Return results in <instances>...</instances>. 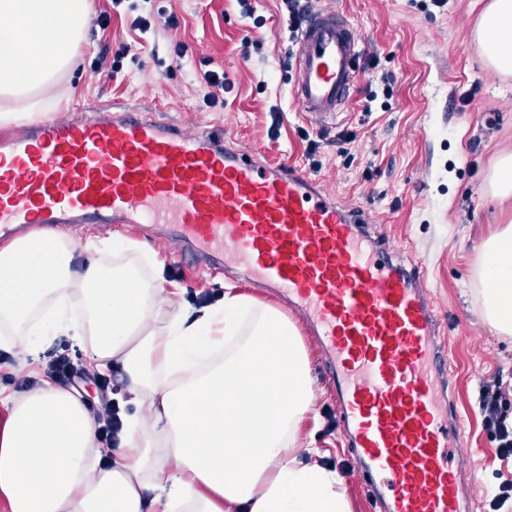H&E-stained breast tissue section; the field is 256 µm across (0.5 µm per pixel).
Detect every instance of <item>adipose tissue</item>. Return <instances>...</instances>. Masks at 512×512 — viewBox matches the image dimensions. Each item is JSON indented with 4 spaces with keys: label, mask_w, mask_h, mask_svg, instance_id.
Wrapping results in <instances>:
<instances>
[{
    "label": "adipose tissue",
    "mask_w": 512,
    "mask_h": 512,
    "mask_svg": "<svg viewBox=\"0 0 512 512\" xmlns=\"http://www.w3.org/2000/svg\"><path fill=\"white\" fill-rule=\"evenodd\" d=\"M90 12V0H0L1 127L50 109L40 91L71 66ZM473 37L512 75V0H490ZM99 251L50 231L0 247V349L33 355L46 337H70L96 369L121 365L129 403L149 418L128 419L107 454L79 393L48 380L21 398L0 393L7 512H350L340 474L298 441L313 380L287 315L228 285L219 302L155 326L169 300L162 267L148 279L108 273ZM480 253L483 318L512 335V224ZM21 259L26 287H6Z\"/></svg>",
    "instance_id": "ef3b65f1"
}]
</instances>
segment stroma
Returning <instances> with one entry per match:
<instances>
[{
	"label": "stroma",
	"mask_w": 512,
	"mask_h": 512,
	"mask_svg": "<svg viewBox=\"0 0 512 512\" xmlns=\"http://www.w3.org/2000/svg\"><path fill=\"white\" fill-rule=\"evenodd\" d=\"M422 0H301L304 10L332 9L347 18L362 39L361 77L353 101L324 127L298 112L288 77L296 40L281 0H145L140 11L113 9L112 0H92L93 14L109 13L108 26L89 24L72 65L61 79L71 87L58 113L103 103L120 109L151 110L161 123L192 132L223 127L246 150L277 165L307 171L343 204L363 207L373 232L383 234L404 260L421 265L438 322L448 336L456 381L455 402L467 424L464 469L473 471L469 490L474 512H486V496L512 482V458L498 455L478 409L483 384L502 379L512 396V335L494 330L482 315L483 298L473 269L479 244L512 218V200L489 188L497 158L512 152V76L485 64L471 31L486 0H447L421 9ZM151 22L138 26L139 16ZM183 56H175L176 46ZM118 70H111L113 58ZM223 72L224 103L207 106L203 76ZM390 86L387 106L370 92ZM470 104H463L467 93ZM345 140H338V133ZM167 224H98L62 230L65 238L101 241L100 262L112 269L114 250L139 242L165 267L180 305L222 298L232 283L264 303L287 309L285 298L255 287L230 263L209 269L203 259L184 258L167 245ZM297 327L313 377L312 419L303 442L321 449L344 480L351 512H376L353 472L329 388L327 361L305 322ZM66 353L83 366L92 361L70 338L43 342L37 356L13 351L0 358V392L15 393L16 380L40 381L47 362Z\"/></svg>",
	"instance_id": "obj_1"
}]
</instances>
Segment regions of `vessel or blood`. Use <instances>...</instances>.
Wrapping results in <instances>:
<instances>
[{"label":"vessel or blood","instance_id":"1","mask_svg":"<svg viewBox=\"0 0 512 512\" xmlns=\"http://www.w3.org/2000/svg\"><path fill=\"white\" fill-rule=\"evenodd\" d=\"M290 78L300 112L333 122L353 99L360 36L307 13ZM361 207L302 168L272 167L224 131L190 132L90 103L0 134V236L27 225L171 224L201 255L286 293L328 354L343 429L380 512H465L454 372L425 275L367 230Z\"/></svg>","mask_w":512,"mask_h":512}]
</instances>
